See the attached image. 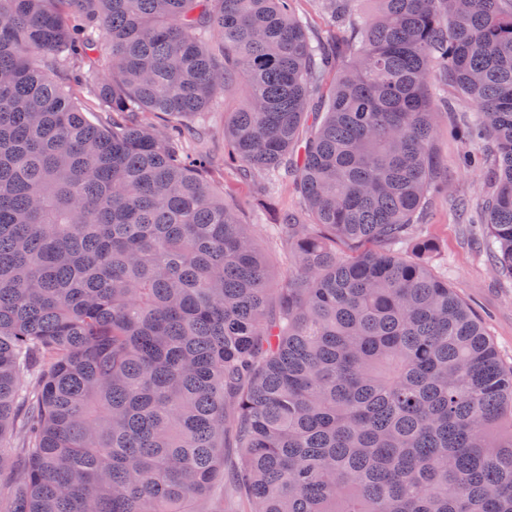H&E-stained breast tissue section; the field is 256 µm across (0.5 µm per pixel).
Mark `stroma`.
I'll return each mask as SVG.
<instances>
[{"label": "stroma", "instance_id": "obj_1", "mask_svg": "<svg viewBox=\"0 0 512 512\" xmlns=\"http://www.w3.org/2000/svg\"><path fill=\"white\" fill-rule=\"evenodd\" d=\"M241 100V88L229 89L222 102L197 118L215 158L224 156V123ZM436 149L448 175V194L432 200L422 228L435 246L429 267L433 273L447 278L449 287L476 308L500 356L512 363V279L497 277L487 249L475 242L471 234V223L489 185L481 172L461 166L460 159L468 149L463 138L441 137ZM212 181L223 188L227 202L241 209L246 224H272L278 211L301 206L299 195L288 183L273 187L275 208L259 211L253 206L256 181L243 179L236 170L223 166L213 174Z\"/></svg>", "mask_w": 512, "mask_h": 512}]
</instances>
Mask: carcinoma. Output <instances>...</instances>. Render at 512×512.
Masks as SVG:
<instances>
[{"instance_id":"obj_1","label":"carcinoma","mask_w":512,"mask_h":512,"mask_svg":"<svg viewBox=\"0 0 512 512\" xmlns=\"http://www.w3.org/2000/svg\"><path fill=\"white\" fill-rule=\"evenodd\" d=\"M316 2L350 56L321 110L336 42L294 0H0L5 512H200L229 431L249 512H512V365L419 231L437 74L477 107L467 163L512 276V0ZM232 83L229 159L312 217L266 225L275 285L187 154Z\"/></svg>"}]
</instances>
